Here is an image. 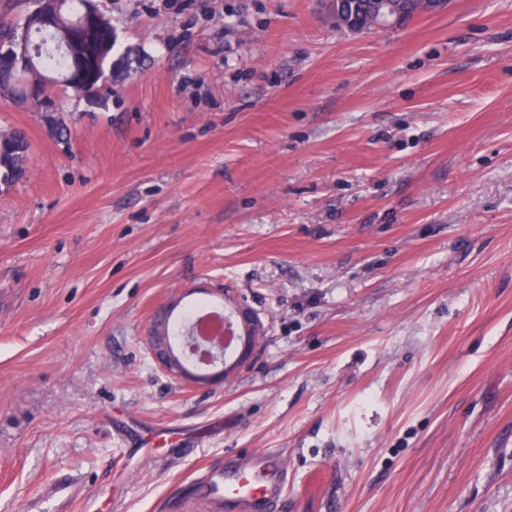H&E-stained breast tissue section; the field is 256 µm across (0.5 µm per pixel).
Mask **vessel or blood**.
Listing matches in <instances>:
<instances>
[{
  "instance_id": "obj_1",
  "label": "vessel or blood",
  "mask_w": 512,
  "mask_h": 512,
  "mask_svg": "<svg viewBox=\"0 0 512 512\" xmlns=\"http://www.w3.org/2000/svg\"><path fill=\"white\" fill-rule=\"evenodd\" d=\"M279 457L271 448L246 452L236 467L210 468L194 494L205 512H273L288 482L287 469L277 464Z\"/></svg>"
}]
</instances>
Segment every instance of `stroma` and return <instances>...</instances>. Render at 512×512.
<instances>
[{"instance_id":"1","label":"stroma","mask_w":512,"mask_h":512,"mask_svg":"<svg viewBox=\"0 0 512 512\" xmlns=\"http://www.w3.org/2000/svg\"><path fill=\"white\" fill-rule=\"evenodd\" d=\"M326 0H101L91 100L0 99V512H199L186 488L277 448L276 512H512V0L395 30ZM268 324L190 389L160 306ZM219 297L224 301L232 329L227 336L231 345L230 355L214 358L209 353L205 367H199L188 362V356L180 348L178 337L170 336L169 326L173 312L180 300L168 303L164 309L162 320L154 321L151 327V349L160 369L169 377L184 382L191 388L199 389L213 385L218 380L226 378L230 373L249 366L256 347L266 332L264 322L250 308L235 299Z\"/></svg>"}]
</instances>
